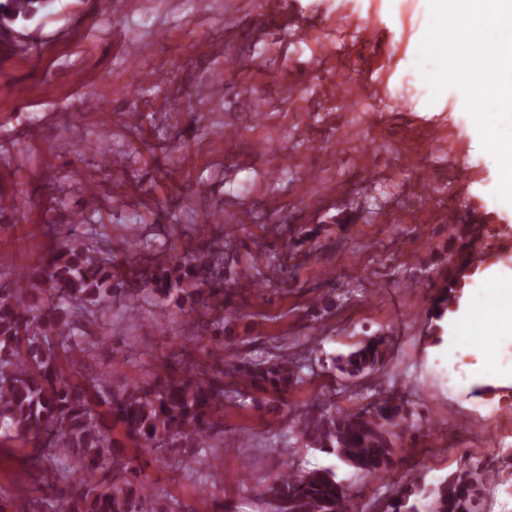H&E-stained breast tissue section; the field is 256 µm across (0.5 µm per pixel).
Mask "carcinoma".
I'll return each instance as SVG.
<instances>
[{"mask_svg":"<svg viewBox=\"0 0 512 512\" xmlns=\"http://www.w3.org/2000/svg\"><path fill=\"white\" fill-rule=\"evenodd\" d=\"M41 0H0V25L37 12ZM219 239L199 253L173 257L171 265L151 269L144 287L193 311L210 306L235 280L224 277V247ZM118 294L136 309L138 294L112 279L111 268L87 255L81 243L63 241L23 278L0 267V443L31 444L24 456L32 476L53 493L43 498L1 500L0 512H175L157 506L146 492L143 471L123 449L128 445L175 454L202 448V430L224 400V375L209 365L182 360L183 377L156 374L124 388L102 374L82 382L68 364L85 352L91 306ZM458 281L450 283L431 317L438 321L431 344L444 341L441 321L462 298ZM380 339H368L338 357L339 371L359 377L383 357ZM299 363L277 355L229 372L249 386L282 396L299 380ZM306 447L336 457L366 476L389 471L401 432L415 427L403 406L380 396L356 414L314 404L296 416ZM120 428L124 439L112 436ZM494 481L487 469L445 478L431 489L410 488L392 498L386 512H478L482 490ZM261 498L267 512H355L352 498L331 468H300L289 461Z\"/></svg>","mask_w":512,"mask_h":512,"instance_id":"carcinoma-1","label":"carcinoma"}]
</instances>
